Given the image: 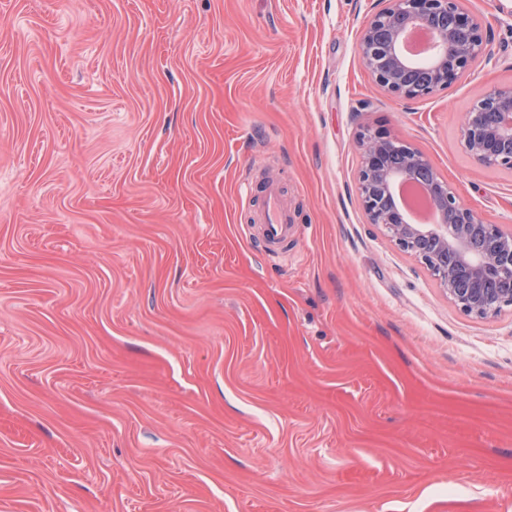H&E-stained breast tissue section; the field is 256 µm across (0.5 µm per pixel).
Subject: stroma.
Returning <instances> with one entry per match:
<instances>
[{
    "label": "stroma",
    "mask_w": 512,
    "mask_h": 512,
    "mask_svg": "<svg viewBox=\"0 0 512 512\" xmlns=\"http://www.w3.org/2000/svg\"><path fill=\"white\" fill-rule=\"evenodd\" d=\"M373 3L0 0V512H512V306L367 222L356 148L511 230L459 125L512 85V0H463L483 59L411 102L358 55ZM262 208L261 223L263 235L267 242L269 256L279 253V246L288 238V210L283 204L278 188L267 182L261 191Z\"/></svg>",
    "instance_id": "obj_1"
}]
</instances>
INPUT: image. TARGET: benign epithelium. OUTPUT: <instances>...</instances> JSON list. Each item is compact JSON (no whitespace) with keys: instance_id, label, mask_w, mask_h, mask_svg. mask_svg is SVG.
Masks as SVG:
<instances>
[{"instance_id":"obj_1","label":"benign epithelium","mask_w":512,"mask_h":512,"mask_svg":"<svg viewBox=\"0 0 512 512\" xmlns=\"http://www.w3.org/2000/svg\"><path fill=\"white\" fill-rule=\"evenodd\" d=\"M426 28L435 52L420 70L400 52L412 31ZM372 81L399 101L448 88L483 56L481 25L461 0H377L357 45ZM461 143L484 165L512 169V85L493 89L464 113ZM398 147L397 159L388 156ZM358 193L368 223L381 227L401 249L435 276L448 300L468 315L488 318L512 306V231L486 224L467 208L420 151L387 132L357 136ZM427 182L437 216L414 224L394 198L398 184Z\"/></svg>"}]
</instances>
